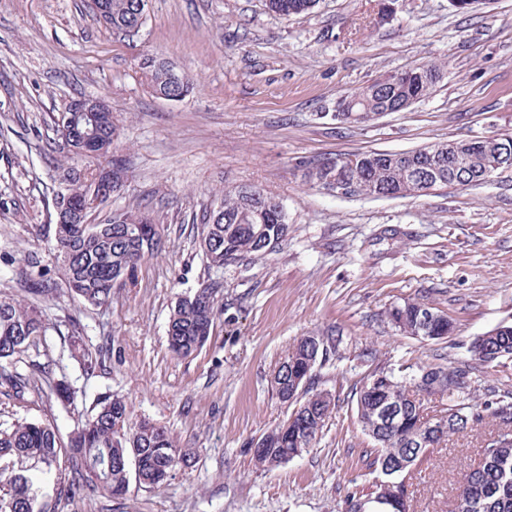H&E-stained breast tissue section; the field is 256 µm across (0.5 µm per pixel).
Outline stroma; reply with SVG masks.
<instances>
[{"label":"stroma","instance_id":"stroma-1","mask_svg":"<svg viewBox=\"0 0 512 512\" xmlns=\"http://www.w3.org/2000/svg\"><path fill=\"white\" fill-rule=\"evenodd\" d=\"M317 0L280 18L264 0H151L134 36L112 32L84 0H0V296L25 298L29 258L59 280L46 248L52 199L72 168L54 120L71 99L100 97L119 127L114 146L128 181L112 206L145 207L165 241L111 302L90 310L68 296L47 303L40 363L76 389L72 406L30 393L0 394V425L54 423L69 436L101 394L123 396L130 423L147 418L193 449L161 489L130 481L112 499H59L57 471L38 474L40 503L57 512H342L346 494L373 477L370 440L351 389L374 371L465 365L476 403L512 390V363L488 367L468 351L512 325V167L485 182L414 198H338L308 167L339 154L400 152L436 142L512 136V0L469 12L449 0ZM168 61L193 79L179 101L157 97L139 66ZM445 61L430 94L359 127L334 119L337 100L381 76ZM278 198L290 233L272 254L208 268L192 230L225 188ZM223 282L213 332L188 358L168 349L177 297ZM415 300L441 310L447 338L399 332L388 309ZM79 323L104 370L85 377L68 351ZM341 336L311 388L339 405L316 447L285 464H256L250 442L287 419L271 387L276 367L304 336ZM484 421L450 437L411 474L415 512H448L464 469L494 430Z\"/></svg>","mask_w":512,"mask_h":512}]
</instances>
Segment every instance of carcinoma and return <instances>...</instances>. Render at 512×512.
Wrapping results in <instances>:
<instances>
[{
	"label": "carcinoma",
	"instance_id": "cac0c4a2",
	"mask_svg": "<svg viewBox=\"0 0 512 512\" xmlns=\"http://www.w3.org/2000/svg\"><path fill=\"white\" fill-rule=\"evenodd\" d=\"M139 0H112V10L101 15L95 0H89L92 15L122 32L141 28L146 16L138 10ZM316 0H265L268 12L283 18L310 11ZM148 88L155 94L178 95L167 64L155 62L143 67ZM405 78L390 74L356 90L372 112H401L414 101L428 95L435 87L441 66L426 64L404 71ZM67 124L75 136L96 130L99 147L110 151L116 134L112 113L101 112L97 122L84 114L61 112L54 125ZM439 151L425 146L408 151L405 161L392 162L377 158V153L358 154L361 164L350 170L355 182V196L385 197L402 193L414 197L411 178L414 172L433 176L435 187L480 184L505 166L504 155L512 156V137L450 141L437 144ZM457 156V167L448 168V153ZM62 195L78 201L90 194L89 178L71 170L64 178ZM260 193L251 186L224 190L220 206L203 214L196 225L200 247L210 268L253 255L267 254L257 237L258 229L269 237H288V212L282 202L265 195L267 205L262 217L253 215L249 193ZM46 242L59 264L61 280L67 293L78 298L87 308H96L112 300L114 290L132 280L138 264L162 251L164 243L152 215L144 208L127 207L112 211L104 224H51ZM24 288L33 295L29 301L0 297V388L21 402L27 393L40 390L35 374L43 372L42 364L31 358L39 354L50 322L39 297L53 291V283L38 278L26 280ZM223 285L212 281L193 294L177 298L167 327L169 350L187 358L208 340L218 311V297ZM425 305L407 300L388 312L392 325L413 337L443 339L451 331L448 316L435 310L437 318L424 326L420 322ZM70 346L87 376L94 375L105 360L103 349H91L77 323H72ZM470 352L478 360L493 366L512 361V331L491 335L485 333L473 340ZM27 357L29 372L18 371L15 364ZM312 357L307 339L295 345L282 370V385L273 387L276 396L287 402L294 379L310 376ZM430 371L435 390L431 394L446 402L433 416L434 429L415 437L421 421L419 411L424 404L410 393L406 382L394 373L380 370L356 390L357 419L372 448L366 452L367 469L380 478L365 490L347 493L344 512H411V498L403 485V464L417 466L432 448L448 437L492 418L500 439L492 448H484L479 465L465 474L466 485L451 512H512V394L506 392L481 405L472 402V377L464 367L425 366L410 375L417 382L423 372ZM288 432L278 425L259 438L261 453L254 455L258 464L272 467L289 461L294 453L303 454L315 447L326 420L336 409V395L319 390L291 403ZM67 468L60 473L61 492L67 497L87 491L102 492L112 498L125 494L130 472L139 483L158 489L172 472L191 458L188 448L181 447L165 428L146 419L128 426V407L117 395L99 396L92 402L84 421L78 423L68 442H63L56 426L50 422L17 419L6 428L0 427V461H31L35 467L50 470L61 458ZM0 512H44L33 489V479L23 472L0 466Z\"/></svg>",
	"mask_w": 512,
	"mask_h": 512
}]
</instances>
